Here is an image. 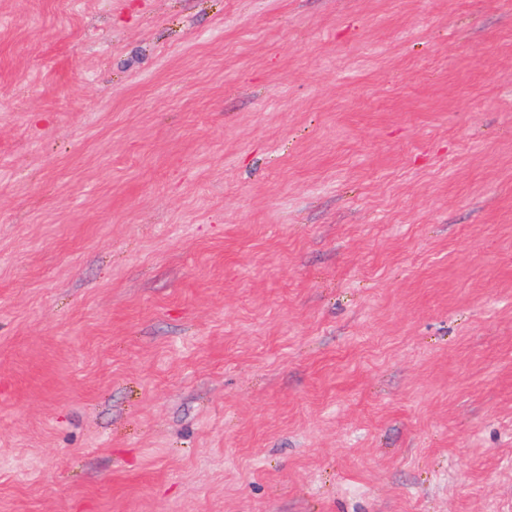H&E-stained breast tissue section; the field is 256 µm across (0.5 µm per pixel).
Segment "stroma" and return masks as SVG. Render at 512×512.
Wrapping results in <instances>:
<instances>
[{"instance_id":"stroma-1","label":"stroma","mask_w":512,"mask_h":512,"mask_svg":"<svg viewBox=\"0 0 512 512\" xmlns=\"http://www.w3.org/2000/svg\"><path fill=\"white\" fill-rule=\"evenodd\" d=\"M0 512H512V0H0Z\"/></svg>"}]
</instances>
